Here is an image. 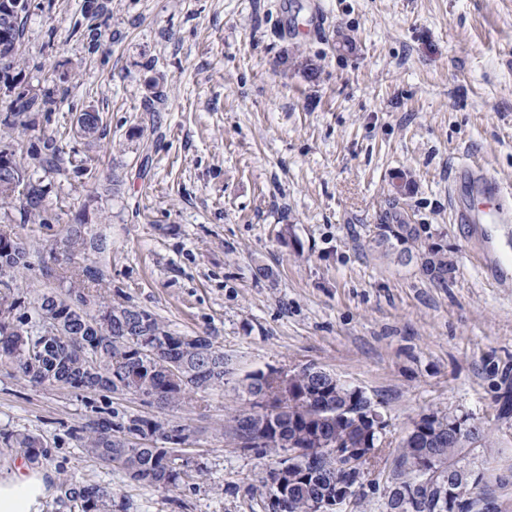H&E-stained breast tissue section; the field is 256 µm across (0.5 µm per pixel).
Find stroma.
<instances>
[{
    "instance_id": "35a3bbf8",
    "label": "stroma",
    "mask_w": 512,
    "mask_h": 512,
    "mask_svg": "<svg viewBox=\"0 0 512 512\" xmlns=\"http://www.w3.org/2000/svg\"><path fill=\"white\" fill-rule=\"evenodd\" d=\"M311 2L96 0L92 18L85 0H35L23 74L69 87L37 131L93 173H34L52 182L56 220L11 225L30 252L21 295L45 288L50 245L86 210L108 242L94 260L109 300L210 337L229 372L161 412L132 394L35 387L0 363V432L42 436L38 466L110 484L114 512H264L266 461L226 426L247 375L312 364L388 422L343 512H389L402 440L448 410L488 432L467 461L512 512V274L485 277L448 197L456 171L477 166L512 209V0H320L317 36L296 26ZM89 105L106 129L91 150L71 132ZM401 219L418 234L397 243L403 262L374 242ZM431 248L452 265L447 281L422 270ZM99 406L185 427L202 476L164 492L87 457L73 433Z\"/></svg>"
}]
</instances>
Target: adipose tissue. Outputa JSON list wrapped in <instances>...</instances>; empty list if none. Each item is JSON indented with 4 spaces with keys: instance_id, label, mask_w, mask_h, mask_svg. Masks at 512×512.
<instances>
[{
    "instance_id": "1",
    "label": "adipose tissue",
    "mask_w": 512,
    "mask_h": 512,
    "mask_svg": "<svg viewBox=\"0 0 512 512\" xmlns=\"http://www.w3.org/2000/svg\"><path fill=\"white\" fill-rule=\"evenodd\" d=\"M52 492L45 470L19 461L9 475L0 477V512H34Z\"/></svg>"
}]
</instances>
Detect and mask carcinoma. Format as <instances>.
<instances>
[{
    "mask_svg": "<svg viewBox=\"0 0 512 512\" xmlns=\"http://www.w3.org/2000/svg\"><path fill=\"white\" fill-rule=\"evenodd\" d=\"M24 14H0V90L9 98L8 111L0 125V163L14 173L17 180H27L30 192L22 199L10 185L0 181V206L6 204L20 215L23 224H49L52 220L45 186L32 181L30 169L58 173L76 159L65 156L64 148L51 136H41L24 143L12 138L37 125V116L54 111L68 95V89L53 84L34 89L22 79ZM89 122L82 139L91 145L102 139L103 122L95 109L87 108ZM88 216L82 212L69 225L65 248L72 267L60 276L46 265L43 276L57 280L61 287H49L38 294L25 311L24 301L14 291L16 276L29 269V252L16 237L0 231V268L11 274L0 280V363H6L20 377L41 387H68L86 394L131 393L164 411L184 402L191 394L224 386L228 358L207 336L187 337L171 331L154 314L134 305H112L90 294L93 285L104 281L102 271L88 263L92 253L107 249L102 236L88 235ZM422 266L433 277L448 280V258L438 250L422 254ZM41 347V366L29 369L30 352ZM293 377L284 386L267 381L259 371L246 377L244 392L248 406L232 418L226 434L244 450H255L268 457L283 458L295 448H317L324 457L318 469L297 464L288 468L286 512H313L311 495H320L336 480L340 472L330 448H357L365 442L369 425L359 411L370 406L368 398L353 399L349 388L336 384L331 374L318 376L307 365L292 370ZM269 388L274 404L267 408L255 397ZM347 410H342V407ZM459 416L431 413L420 422L428 435L413 434L401 443L396 459L393 487L412 495L411 506L403 507L389 499L390 512H448V497L442 489L452 486L453 499L471 500L472 490L493 498L483 471L465 463L466 447L486 440L482 428L473 438L448 436V425ZM84 453L100 465L119 468L130 479L162 490L178 487L190 477L191 461L180 467L171 459L183 455L187 435L184 428L159 418L141 416L112 420V413L100 416L77 432ZM165 446H149V441ZM0 442L11 451L37 458L49 453L47 442L29 433L0 432ZM427 448L435 449L446 465L460 464L463 473L448 480V468L434 479L419 472L418 458ZM56 505L69 512H112V487L86 484L70 476L58 486Z\"/></svg>",
    "mask_w": 512,
    "mask_h": 512,
    "instance_id": "obj_1",
    "label": "carcinoma"
}]
</instances>
